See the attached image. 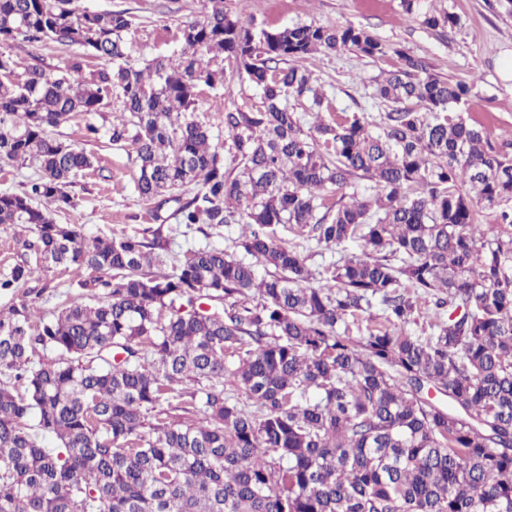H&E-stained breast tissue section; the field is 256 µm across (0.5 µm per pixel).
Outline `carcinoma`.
Segmentation results:
<instances>
[{"label": "carcinoma", "instance_id": "cac0c4a2", "mask_svg": "<svg viewBox=\"0 0 512 512\" xmlns=\"http://www.w3.org/2000/svg\"><path fill=\"white\" fill-rule=\"evenodd\" d=\"M428 2L402 7L429 27L457 23ZM131 27L127 12L77 0H0V45L82 48L20 76L0 52V167L40 169L0 193V224L30 226L35 257L0 292L43 263L81 287L88 272L108 275L94 279L102 295L51 318L27 302L0 312V512H512V157L455 112L473 86L396 50L376 83L396 104L379 131L355 116L306 134L288 99L324 97L296 62L388 56L365 29H258L245 0H207L180 28L178 58L143 64L126 50ZM228 77L261 89L263 108L195 120L199 87ZM113 99L110 126L86 131L131 143L139 196L169 193L187 226L241 225L251 261L205 247L153 272L160 230L90 238L55 223L51 208L75 206L67 188L93 161L52 129ZM360 179L376 193L358 197ZM329 186L339 198L327 207ZM280 226L360 253L318 279ZM422 300L426 337L406 331ZM361 319L365 334L351 336ZM39 349L57 357L35 364ZM173 400L178 422L162 409Z\"/></svg>", "mask_w": 512, "mask_h": 512}]
</instances>
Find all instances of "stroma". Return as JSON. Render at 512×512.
Wrapping results in <instances>:
<instances>
[{"mask_svg":"<svg viewBox=\"0 0 512 512\" xmlns=\"http://www.w3.org/2000/svg\"><path fill=\"white\" fill-rule=\"evenodd\" d=\"M503 0H437L436 6L457 18L453 27H427L406 16L401 0H249L248 13L256 26L282 28L293 24L353 25L368 31L394 48L384 59L366 57L354 50L316 54L300 65L312 74V82L324 95L322 116L330 121L339 115H364L381 123L392 105L373 95L376 81L398 62V52L422 59L430 74L450 82L472 84V96L458 105L469 123L490 130L497 149L512 155V81L504 80L502 58L512 56V10ZM91 10H128L134 25L125 41L137 59L172 56L178 47L181 25L202 19L205 0H79ZM75 45L16 41L9 49L17 71L34 64L54 66L78 53ZM261 107V93L248 81H232L229 87L205 89L198 101L197 117L207 121L223 110L253 112ZM111 112L79 113L54 131L57 139L83 149L93 159L70 186L76 207L53 211L56 223L73 224L89 237L135 235L146 228H162L171 255L206 246L223 248L237 258L245 253L239 245V225L202 226L179 231L173 213L175 203L156 206L142 200L135 183L138 168L131 145H115L108 138L89 139L86 124L105 125ZM284 242L303 252L313 272H322L341 256L356 252L353 244L320 246L281 230ZM81 288L67 273L44 265L28 282L0 294V310L34 301L41 315L52 316Z\"/></svg>","mask_w":512,"mask_h":512,"instance_id":"stroma-1","label":"stroma"}]
</instances>
